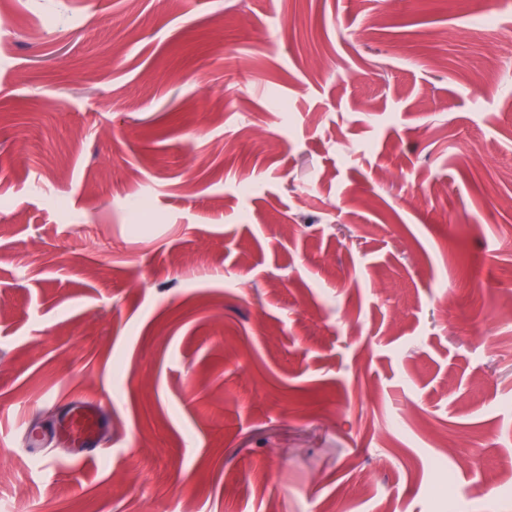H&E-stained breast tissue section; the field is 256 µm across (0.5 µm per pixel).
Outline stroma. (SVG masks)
<instances>
[{"instance_id":"stroma-1","label":"stroma","mask_w":512,"mask_h":512,"mask_svg":"<svg viewBox=\"0 0 512 512\" xmlns=\"http://www.w3.org/2000/svg\"><path fill=\"white\" fill-rule=\"evenodd\" d=\"M508 299L512 0H0V512H512ZM102 422L101 408L92 405L75 406L62 420L59 434L70 441L79 454H83L88 448L96 446Z\"/></svg>"}]
</instances>
